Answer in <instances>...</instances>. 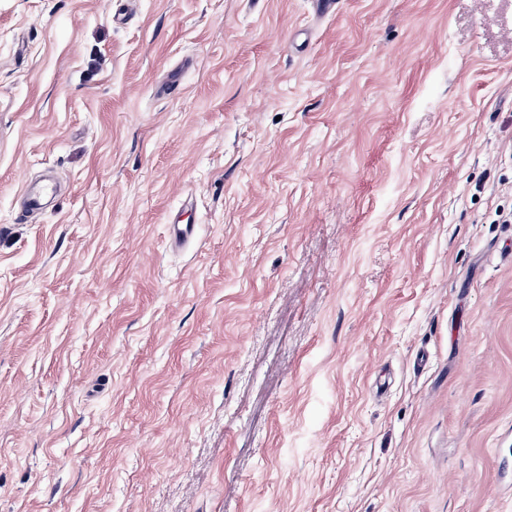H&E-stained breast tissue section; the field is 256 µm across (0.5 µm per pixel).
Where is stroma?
I'll list each match as a JSON object with an SVG mask.
<instances>
[{
  "mask_svg": "<svg viewBox=\"0 0 512 512\" xmlns=\"http://www.w3.org/2000/svg\"><path fill=\"white\" fill-rule=\"evenodd\" d=\"M503 209L512 0H0V512H512Z\"/></svg>",
  "mask_w": 512,
  "mask_h": 512,
  "instance_id": "stroma-1",
  "label": "stroma"
}]
</instances>
